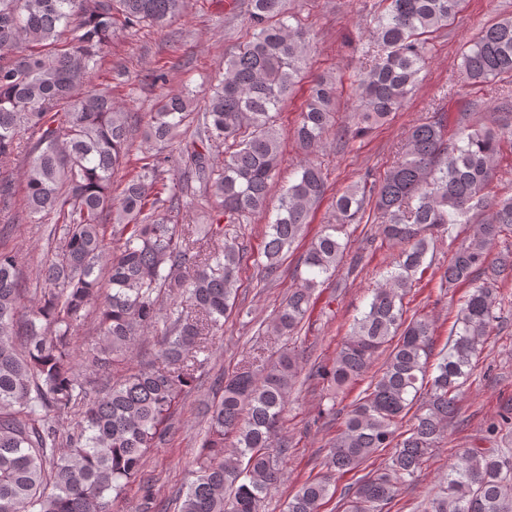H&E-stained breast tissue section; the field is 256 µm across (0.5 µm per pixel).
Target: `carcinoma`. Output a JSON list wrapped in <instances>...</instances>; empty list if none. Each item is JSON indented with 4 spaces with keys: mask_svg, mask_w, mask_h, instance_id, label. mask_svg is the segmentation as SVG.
<instances>
[{
    "mask_svg": "<svg viewBox=\"0 0 512 512\" xmlns=\"http://www.w3.org/2000/svg\"><path fill=\"white\" fill-rule=\"evenodd\" d=\"M286 2L233 0L248 32L225 59L223 79L206 92L200 112L191 109L194 90L163 98L134 158L128 113L112 87L93 84V74L116 24L163 27L181 15L184 0H0V214L12 213L7 172L26 141V219L52 223L51 258L35 272L39 294L27 307L20 305L17 256L0 250V512H107V495L139 475L147 449L164 439L211 334L236 307L244 250L224 225L246 224L267 210L281 162L277 115L309 51L307 30ZM382 2L354 79L360 129L384 124L413 95L427 36L448 26L463 0ZM460 59L475 85L511 79L512 17L484 28ZM336 96L331 77L312 81L295 129L304 152L336 126L349 132L337 125ZM479 108L464 102L449 120L413 127L383 177H366L336 198V223L321 225L309 240L327 182L321 166L305 159L264 226L260 266L267 279L307 241L299 284L267 323L271 336H291L306 320L316 290L345 264L348 241L341 237L367 213L378 215L379 234L401 247L332 364L316 368L338 389L371 379L343 413L325 472L288 496L286 512H320L336 479L392 448L385 471L359 480L346 502V512H383L458 412L499 319L495 284L512 276V195L491 192L502 139L512 131V89L498 93L494 122L473 121ZM187 123L195 125L192 138L177 139ZM221 148L219 166L214 154ZM130 164L136 173L115 197L112 175ZM181 169L220 207L208 223L180 232L173 218L184 207ZM455 224L463 237L436 274L440 290L466 285L469 292L448 352L430 368L434 323L407 316L403 299ZM109 234L125 238L117 257L107 250ZM165 292L175 299L163 313ZM94 303L102 336L85 361L103 372L163 324L159 360L103 390L80 377L71 343ZM300 372L299 356L288 350L259 369L243 365L224 376L179 512H260L264 495L284 481L277 429ZM77 409V420L61 430ZM425 512H512V458L462 450Z\"/></svg>",
    "mask_w": 512,
    "mask_h": 512,
    "instance_id": "1",
    "label": "carcinoma"
}]
</instances>
